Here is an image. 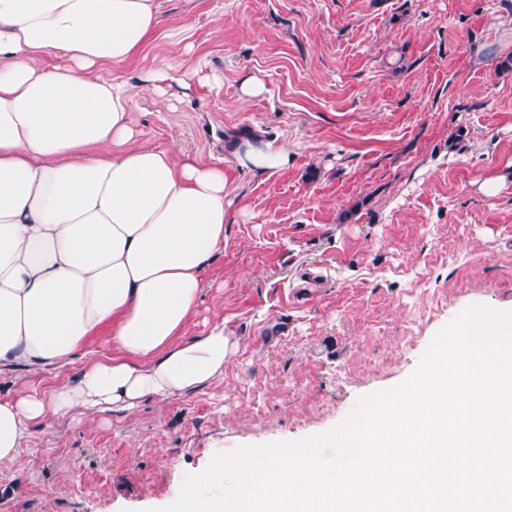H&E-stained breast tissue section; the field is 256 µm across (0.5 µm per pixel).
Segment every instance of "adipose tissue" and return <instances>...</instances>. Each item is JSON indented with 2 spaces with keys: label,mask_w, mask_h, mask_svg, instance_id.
Returning <instances> with one entry per match:
<instances>
[{
  "label": "adipose tissue",
  "mask_w": 512,
  "mask_h": 512,
  "mask_svg": "<svg viewBox=\"0 0 512 512\" xmlns=\"http://www.w3.org/2000/svg\"><path fill=\"white\" fill-rule=\"evenodd\" d=\"M162 24L158 0H0V373L63 375L0 400V461L50 417L198 392L237 350L223 322L188 333L223 165L131 146L128 86L97 74Z\"/></svg>",
  "instance_id": "obj_1"
}]
</instances>
